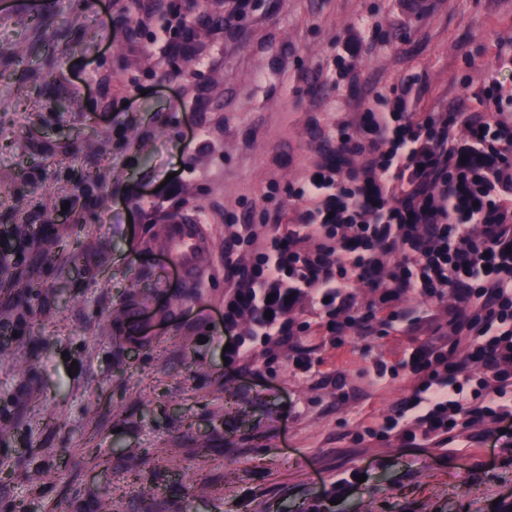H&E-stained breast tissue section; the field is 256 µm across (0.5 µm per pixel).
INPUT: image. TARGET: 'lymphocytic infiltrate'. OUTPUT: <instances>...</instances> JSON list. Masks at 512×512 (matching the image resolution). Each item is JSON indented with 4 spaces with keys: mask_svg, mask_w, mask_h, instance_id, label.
<instances>
[{
    "mask_svg": "<svg viewBox=\"0 0 512 512\" xmlns=\"http://www.w3.org/2000/svg\"><path fill=\"white\" fill-rule=\"evenodd\" d=\"M498 68L471 108L414 112L411 80L377 91L357 128L339 125V159L297 192L299 224L253 240L224 303L234 328L240 307L301 288L329 300L328 326L352 325L338 300L345 287L447 300L448 324L466 347L415 349L417 386L387 421L407 442L443 445L450 431L512 420V112ZM316 240V250L306 241Z\"/></svg>",
    "mask_w": 512,
    "mask_h": 512,
    "instance_id": "obj_1",
    "label": "lymphocytic infiltrate"
}]
</instances>
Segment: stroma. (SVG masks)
I'll list each match as a JSON object with an SVG mask.
<instances>
[{"label": "stroma", "instance_id": "1", "mask_svg": "<svg viewBox=\"0 0 512 512\" xmlns=\"http://www.w3.org/2000/svg\"><path fill=\"white\" fill-rule=\"evenodd\" d=\"M50 2L36 28L33 0H0V512H137L144 485L156 512H512V428L440 448L380 436L447 301L351 288L370 327L335 334L306 295L267 343L224 328L225 257L249 260L247 238L304 210L289 189L335 160L369 87L411 77L418 110H445L498 59L512 90V0H204L224 26L188 59L155 29L191 0ZM127 12L140 35L117 33ZM355 46V78L338 77ZM180 212L209 240L195 284L159 244ZM34 262L40 285L17 302ZM199 476L221 495L193 493Z\"/></svg>", "mask_w": 512, "mask_h": 512}]
</instances>
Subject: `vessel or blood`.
<instances>
[{
	"label": "vessel or blood",
	"instance_id": "vessel-or-blood-1",
	"mask_svg": "<svg viewBox=\"0 0 512 512\" xmlns=\"http://www.w3.org/2000/svg\"><path fill=\"white\" fill-rule=\"evenodd\" d=\"M161 246L186 279H196L208 254L209 244L195 216L185 214L164 226Z\"/></svg>",
	"mask_w": 512,
	"mask_h": 512
}]
</instances>
